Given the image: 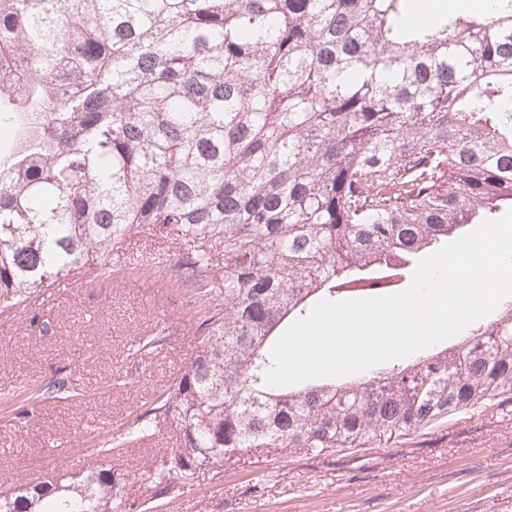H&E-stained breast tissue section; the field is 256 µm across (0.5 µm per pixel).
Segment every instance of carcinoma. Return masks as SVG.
I'll list each match as a JSON object with an SVG mask.
<instances>
[{"instance_id":"cac0c4a2","label":"carcinoma","mask_w":512,"mask_h":512,"mask_svg":"<svg viewBox=\"0 0 512 512\" xmlns=\"http://www.w3.org/2000/svg\"><path fill=\"white\" fill-rule=\"evenodd\" d=\"M0 314L154 234L208 245L177 283L195 350L83 479L0 492V512H150L231 453L322 454L512 400V300L367 377L271 387L285 326L512 207V0L412 17L410 0H0ZM224 257L222 274L213 258ZM224 297V307L213 301ZM77 398L61 377L34 389ZM177 446L127 505L114 452Z\"/></svg>"}]
</instances>
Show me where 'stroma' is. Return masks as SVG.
<instances>
[{
    "label": "stroma",
    "instance_id": "35a3bbf8",
    "mask_svg": "<svg viewBox=\"0 0 512 512\" xmlns=\"http://www.w3.org/2000/svg\"><path fill=\"white\" fill-rule=\"evenodd\" d=\"M187 243L142 234L119 250V276L96 279L90 258L51 308L0 315V492L77 471L69 445L103 440L150 408L195 345L197 319L174 287ZM161 347L140 357L142 339ZM65 377L82 398H42L25 426L13 410L27 388ZM170 426L124 448L126 502L143 474L175 447ZM154 512H512V403L464 413L425 430L312 456L294 448L227 455Z\"/></svg>",
    "mask_w": 512,
    "mask_h": 512
}]
</instances>
